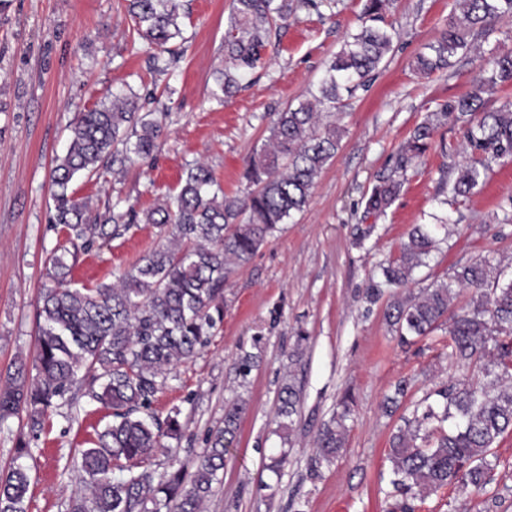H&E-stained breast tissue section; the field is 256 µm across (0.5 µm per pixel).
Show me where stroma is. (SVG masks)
I'll return each mask as SVG.
<instances>
[{
  "label": "stroma",
  "mask_w": 512,
  "mask_h": 512,
  "mask_svg": "<svg viewBox=\"0 0 512 512\" xmlns=\"http://www.w3.org/2000/svg\"><path fill=\"white\" fill-rule=\"evenodd\" d=\"M232 0H185L182 38L171 43L168 74L152 72L147 42L133 31L125 0H9L0 11V386L17 360L33 363L36 313L50 285V254L63 232L49 222L50 173L64 155L76 113L95 108L112 92L134 91L162 128L152 157L124 168H100L72 189L102 211L120 204L143 212L174 195L184 172L208 164L226 195L244 194L245 163L269 134L276 112L297 103L319 81L326 63L355 32L363 0H336L331 14L304 10L289 17L264 63L224 103L210 95L224 58ZM456 0H394L387 14L399 36L375 72L336 115L340 146L312 190L308 206L234 272L224 290V323L190 362L173 367L158 391L159 415L179 409L183 438L159 449L156 474L192 467L209 430L224 411L248 404L224 475L205 512H392L389 438L404 417L452 374L448 329L401 342L386 322L385 300L365 291L380 263L397 258L415 225L448 214L447 232L411 292L449 281L454 271L485 256L512 258V162L493 165L482 190L445 212L438 204L464 162L465 129L439 128L446 151L397 171L393 157L410 131L439 103L473 91L494 47L512 50V17L469 35L472 51L445 72L419 73L415 57L436 41ZM401 182L380 217L365 216V199L379 175ZM158 230L140 223L123 237L79 256L76 288L112 282L158 244ZM308 337L300 362L290 354L299 334ZM252 354L248 376L236 372ZM301 389L298 430L281 476L265 465L279 451L274 417L284 380ZM408 387L400 406L383 403L398 381ZM353 399L346 446L332 464L313 469L314 439L344 395ZM112 415L90 397L57 410L46 435L32 442L27 460V512H68L85 495L81 449L91 447ZM494 481L478 494L438 490L414 501V512H512V433L497 443Z\"/></svg>",
  "instance_id": "obj_1"
}]
</instances>
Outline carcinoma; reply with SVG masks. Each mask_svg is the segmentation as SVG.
Wrapping results in <instances>:
<instances>
[{
	"instance_id": "cac0c4a2",
	"label": "carcinoma",
	"mask_w": 512,
	"mask_h": 512,
	"mask_svg": "<svg viewBox=\"0 0 512 512\" xmlns=\"http://www.w3.org/2000/svg\"><path fill=\"white\" fill-rule=\"evenodd\" d=\"M292 0H233L224 35V67L216 71L214 98L232 96L265 57L278 21L288 19ZM461 18L451 16L440 38L416 56V68L431 74L448 68L451 58L467 53L468 34L486 30L512 15V0H456ZM392 0H365L360 29L349 36L328 64L317 92L276 113L270 134L247 162L244 178L254 186L246 195L224 194L212 170L200 162L187 170L178 193L145 213L134 209L100 215L75 197L72 182L101 165H125L151 157L161 127L139 112L135 93H113L98 107L75 116L64 156L52 169L54 213L66 243L51 254L52 285L42 289L38 306L37 375L24 362L8 374L0 389V422L25 420L15 458L0 473V512H27L30 477L23 459L30 441L44 432L50 414L71 402L72 386L112 410V423L98 434L95 446L81 451V470L91 496L70 501L69 512H201L220 481L224 458L234 442L246 402L224 413V426L212 431L197 457L195 470L180 466L157 477L150 468L163 439L180 440L179 412L160 418L155 395L167 373L194 359L224 321V286L235 270L248 264L260 248L307 206L316 179L335 156L340 134L336 117L344 98L366 90L372 73L391 51L395 27L385 23ZM183 0H129L136 33L156 50L154 70L165 74L168 44L182 37ZM488 76L476 89L450 99L418 124L401 146L396 165L405 169L422 161L436 142V131L448 122L466 125L460 165L447 199L451 205L478 193L492 164L512 161V107L486 109L482 93L512 84V50H493ZM401 184L382 177L365 200V211L383 214ZM159 229L161 243L142 264L115 283L72 288L69 277L80 251L95 239L124 236L138 222ZM418 225L400 255L382 267L367 297L382 288L396 289L385 311L389 325L405 340L422 337L448 323V359L459 374L434 392L436 400L414 408L391 436L387 459L390 484L401 497L400 512H413L409 501L444 487L480 493L494 480L497 463L490 459L500 437L512 432V278L503 281L502 260L483 257L454 271L419 295L403 293L416 268L435 249L433 229ZM472 291L468 307L454 309L457 290ZM300 390L288 379L279 390V452L266 469L279 475L288 458L299 413ZM351 409L325 423L317 435L314 463H330L345 448Z\"/></svg>"
}]
</instances>
